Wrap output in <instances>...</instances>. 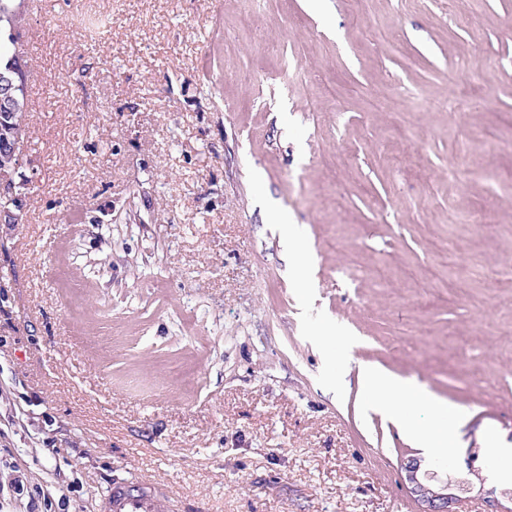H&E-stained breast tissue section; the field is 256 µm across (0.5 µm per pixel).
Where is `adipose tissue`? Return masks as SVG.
I'll return each instance as SVG.
<instances>
[{"label": "adipose tissue", "instance_id": "adipose-tissue-1", "mask_svg": "<svg viewBox=\"0 0 512 512\" xmlns=\"http://www.w3.org/2000/svg\"><path fill=\"white\" fill-rule=\"evenodd\" d=\"M357 378L370 399V410L386 415L401 426L428 454H444L451 448L455 429L461 420V414L455 407L433 400L418 386L373 365L359 366ZM420 405L431 406L435 413L433 423L424 430L406 418L407 409Z\"/></svg>", "mask_w": 512, "mask_h": 512}]
</instances>
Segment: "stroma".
<instances>
[{
  "instance_id": "obj_1",
  "label": "stroma",
  "mask_w": 512,
  "mask_h": 512,
  "mask_svg": "<svg viewBox=\"0 0 512 512\" xmlns=\"http://www.w3.org/2000/svg\"><path fill=\"white\" fill-rule=\"evenodd\" d=\"M15 50L0 512H419L344 347L465 413L456 512H512V0H40ZM140 488V489H139ZM158 499L151 489L121 485L112 488L104 503L105 512H156Z\"/></svg>"
}]
</instances>
